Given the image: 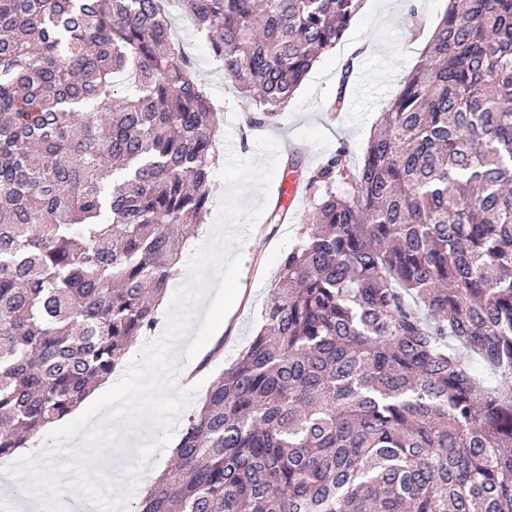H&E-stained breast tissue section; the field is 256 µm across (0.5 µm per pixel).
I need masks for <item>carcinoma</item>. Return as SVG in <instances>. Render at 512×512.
<instances>
[{
  "mask_svg": "<svg viewBox=\"0 0 512 512\" xmlns=\"http://www.w3.org/2000/svg\"><path fill=\"white\" fill-rule=\"evenodd\" d=\"M251 124L360 0H178ZM134 512H512V0H448ZM218 117L162 0H0V458L158 325Z\"/></svg>",
  "mask_w": 512,
  "mask_h": 512,
  "instance_id": "obj_1",
  "label": "carcinoma"
}]
</instances>
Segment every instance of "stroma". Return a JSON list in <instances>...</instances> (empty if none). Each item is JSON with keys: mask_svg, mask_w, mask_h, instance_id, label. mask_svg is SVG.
Wrapping results in <instances>:
<instances>
[{"mask_svg": "<svg viewBox=\"0 0 512 512\" xmlns=\"http://www.w3.org/2000/svg\"><path fill=\"white\" fill-rule=\"evenodd\" d=\"M447 5L448 0H410L403 15L387 20L382 16L379 0H362L342 40L316 62L287 110L257 128L247 125L252 112L249 100L232 87L224 73L214 70L206 36L196 31L183 12L172 10L171 18L175 35L197 59L199 76L208 88L214 110L220 114L222 135L229 138L231 150L239 157L254 158L258 155L257 137L277 140L280 160L272 179L277 185L289 176L286 147L291 142L300 146L299 169L303 172L317 168L325 155L342 145L348 148L352 164L360 163L382 112L421 56ZM358 42L370 44L371 52L354 62H345L346 49ZM339 95L344 96L345 107L337 115H330L327 106ZM311 207L310 199H302L292 205L293 217L285 223L273 226L261 218L253 229L237 226L229 249L244 257L240 276L243 302L227 323L231 343L225 344L223 354L202 369L199 387L187 402V410L195 409L211 381L259 330L282 253L295 239ZM66 453L70 468L59 470L56 458L47 459L30 480L28 495L47 501L71 491L73 482L89 469L91 460L74 446L68 447Z\"/></svg>", "mask_w": 512, "mask_h": 512, "instance_id": "35a3bbf8", "label": "stroma"}]
</instances>
